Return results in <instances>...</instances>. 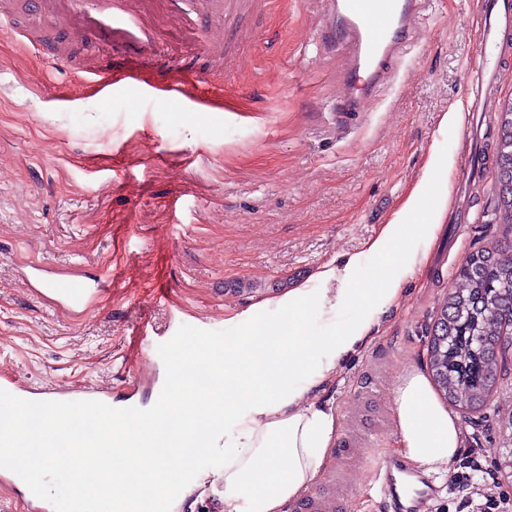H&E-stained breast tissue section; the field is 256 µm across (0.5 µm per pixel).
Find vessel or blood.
Masks as SVG:
<instances>
[{"label":"vessel or blood","instance_id":"1","mask_svg":"<svg viewBox=\"0 0 512 512\" xmlns=\"http://www.w3.org/2000/svg\"><path fill=\"white\" fill-rule=\"evenodd\" d=\"M145 0H67L69 12L80 18L83 31L93 39L105 38L117 51L111 79H100L99 89L109 83L151 76L152 89L200 104L211 91L204 77L185 81L173 76L163 64L161 44L146 19ZM169 19L193 32L195 53L211 55L224 50L225 0H164ZM428 0H323L317 38L326 49L341 50L347 59L344 88L339 97L343 112L364 111L367 103L386 83L392 65L403 48L418 33L419 19ZM512 27V5L490 0L487 8L479 67L484 74L481 90L495 91L500 68L494 59L501 50L496 40L500 30ZM62 310L90 309L95 296L81 280L58 284L53 290ZM0 389L27 400L42 395L29 388L16 374L0 371ZM56 401L97 400L109 402L110 393L99 387L64 388L52 395ZM411 472L407 466L388 461L375 472L381 493L388 497L393 512H423L433 493L429 482L408 489Z\"/></svg>","mask_w":512,"mask_h":512}]
</instances>
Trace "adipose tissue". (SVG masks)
<instances>
[{
	"mask_svg": "<svg viewBox=\"0 0 512 512\" xmlns=\"http://www.w3.org/2000/svg\"><path fill=\"white\" fill-rule=\"evenodd\" d=\"M447 209V170L436 149L427 176L369 243V253L402 252L422 263ZM363 277L361 255H350L317 273L319 291L298 286L278 299L288 316L286 329L273 330L261 321L267 306L261 299L253 304L243 334L225 338L222 359H208L200 347L193 357L172 361L169 387L186 399L112 426V457L120 466L111 473V500L100 512H140L144 496L161 497L166 484L178 480L185 457L215 452L224 457L223 473L214 477L198 470L183 496L206 497L223 488L221 512H288L289 504L305 497L323 475L340 431L338 413L310 391L334 381L339 364L371 340L401 294L400 276H386L374 288L361 287ZM353 306L356 316L340 322L342 312ZM307 310L323 317L325 335L304 331L300 316ZM201 367L207 383L198 389L192 373ZM394 406L399 451L414 469L427 473L457 458L460 425L422 369L400 377ZM215 408L224 412L223 431L199 435L203 417Z\"/></svg>",
	"mask_w": 512,
	"mask_h": 512,
	"instance_id": "adipose-tissue-1",
	"label": "adipose tissue"
}]
</instances>
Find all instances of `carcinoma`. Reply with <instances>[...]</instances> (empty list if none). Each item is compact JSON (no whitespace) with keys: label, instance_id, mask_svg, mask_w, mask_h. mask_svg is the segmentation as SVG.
Here are the masks:
<instances>
[{"label":"carcinoma","instance_id":"1","mask_svg":"<svg viewBox=\"0 0 512 512\" xmlns=\"http://www.w3.org/2000/svg\"><path fill=\"white\" fill-rule=\"evenodd\" d=\"M497 209L512 224V99L499 104L493 134ZM512 350V255L481 249L459 268L427 346L428 368L443 398L464 410L484 407Z\"/></svg>","mask_w":512,"mask_h":512}]
</instances>
